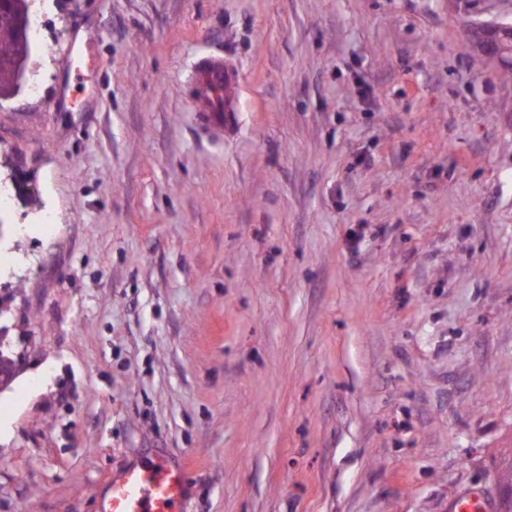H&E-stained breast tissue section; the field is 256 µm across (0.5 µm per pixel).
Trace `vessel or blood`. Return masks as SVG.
Returning <instances> with one entry per match:
<instances>
[{
  "instance_id": "1",
  "label": "vessel or blood",
  "mask_w": 512,
  "mask_h": 512,
  "mask_svg": "<svg viewBox=\"0 0 512 512\" xmlns=\"http://www.w3.org/2000/svg\"><path fill=\"white\" fill-rule=\"evenodd\" d=\"M193 86L191 107L202 126L217 130L235 126L240 78L223 57L205 58ZM188 496L187 466L158 452L110 478L99 512H186Z\"/></svg>"
}]
</instances>
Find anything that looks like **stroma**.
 I'll list each match as a JSON object with an SVG mask.
<instances>
[{
  "label": "stroma",
  "instance_id": "obj_1",
  "mask_svg": "<svg viewBox=\"0 0 512 512\" xmlns=\"http://www.w3.org/2000/svg\"><path fill=\"white\" fill-rule=\"evenodd\" d=\"M0 101V512H98L152 451L187 512H457L512 490V0H45ZM243 86L231 132L197 60ZM52 209L42 241L22 213ZM503 30V36L499 41L497 54V39L493 31L482 25H473L471 39L474 47L484 57L494 59H511L512 56V23L499 21L493 23ZM191 107L207 129L227 130L236 124L238 72L221 56L203 60L193 77ZM26 262L10 247L0 240V280L12 278L27 269Z\"/></svg>",
  "mask_w": 512,
  "mask_h": 512
}]
</instances>
